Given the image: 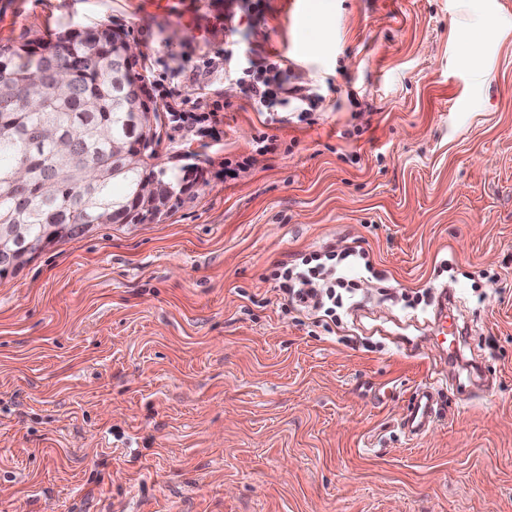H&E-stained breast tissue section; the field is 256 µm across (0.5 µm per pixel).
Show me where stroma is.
Segmentation results:
<instances>
[{"label":"stroma","instance_id":"1","mask_svg":"<svg viewBox=\"0 0 512 512\" xmlns=\"http://www.w3.org/2000/svg\"><path fill=\"white\" fill-rule=\"evenodd\" d=\"M98 23L201 116L161 151L205 178L0 279V512H512V0H0V45ZM232 39L318 95L308 120L199 84ZM355 239L343 342L270 274ZM434 334L444 337V342L448 341V356L455 357L459 351L458 344L461 336V329L454 322L450 321L448 324L447 315L444 318H440L437 323L433 326ZM434 423V399L431 383L421 384L403 423L410 435L423 434Z\"/></svg>","mask_w":512,"mask_h":512}]
</instances>
